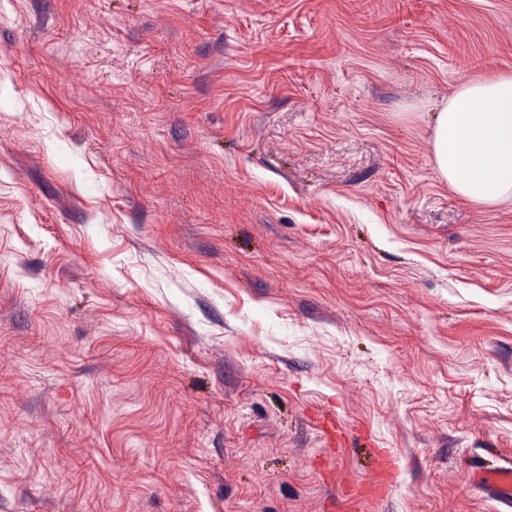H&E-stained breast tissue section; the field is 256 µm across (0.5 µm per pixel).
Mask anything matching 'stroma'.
Returning a JSON list of instances; mask_svg holds the SVG:
<instances>
[{"label": "stroma", "instance_id": "stroma-1", "mask_svg": "<svg viewBox=\"0 0 512 512\" xmlns=\"http://www.w3.org/2000/svg\"><path fill=\"white\" fill-rule=\"evenodd\" d=\"M512 0H0V512H505L512 200L433 115ZM475 481L481 486L497 491L507 507H512V467L498 466L479 469L474 474Z\"/></svg>", "mask_w": 512, "mask_h": 512}]
</instances>
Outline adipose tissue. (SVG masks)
<instances>
[{
	"label": "adipose tissue",
	"mask_w": 512,
	"mask_h": 512,
	"mask_svg": "<svg viewBox=\"0 0 512 512\" xmlns=\"http://www.w3.org/2000/svg\"><path fill=\"white\" fill-rule=\"evenodd\" d=\"M432 132L436 168L459 197L483 206L512 198V71L460 83Z\"/></svg>",
	"instance_id": "obj_1"
}]
</instances>
